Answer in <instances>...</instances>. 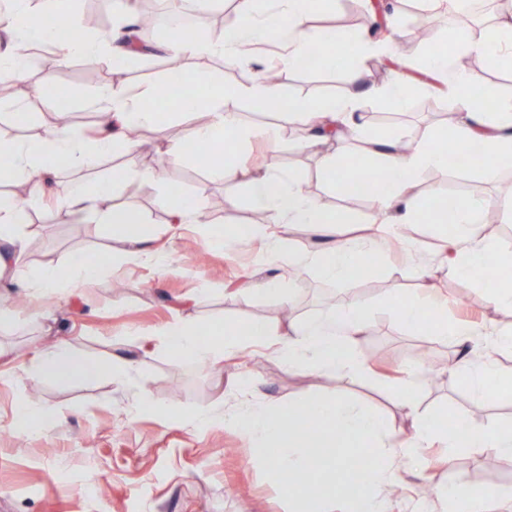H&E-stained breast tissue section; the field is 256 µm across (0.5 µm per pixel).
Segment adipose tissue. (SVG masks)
I'll return each mask as SVG.
<instances>
[{
	"mask_svg": "<svg viewBox=\"0 0 512 512\" xmlns=\"http://www.w3.org/2000/svg\"><path fill=\"white\" fill-rule=\"evenodd\" d=\"M26 0H10L0 10V80L21 76L27 61L14 52L16 43L29 40L46 42L65 56H80L94 61L108 56L113 67L130 65V42L134 31L131 23L113 27L106 34L93 37L85 43H76L65 34L48 29L45 16L57 13L64 0H40L39 9L28 12L26 28H19L17 15L26 12ZM276 9L260 15L255 11V0H233L236 21L225 29L217 42L173 37V46L183 57L220 56L227 64L237 63L246 54L248 46L272 38H280L286 50L285 64L300 67L311 46H322L326 54L340 57L349 46H356L360 54L371 53V46L362 36L333 27L310 26L311 16L330 10L334 0H276ZM475 56L492 67H512V11L496 17L487 34L478 39L448 37L440 48L415 59L418 76L441 77L448 84V95L459 114L449 119L446 126L427 133L408 152L401 151V133L370 132L362 120L356 119L359 103L368 98L386 99L398 111L405 110L417 89L416 78L397 76L385 89L367 86L358 62L346 64L343 73L347 87L344 94L309 99L293 98L287 107L291 115L304 121L305 135L300 149L317 150L327 140H357L362 144L358 155H326L322 158V172L334 190L344 191L352 172L364 174L382 170L385 188L374 201L379 216L393 224L428 221L432 224H453L455 234L448 241L452 251L450 267L464 287L478 289L488 306L512 309V278H488L485 268L497 256L496 245L480 237L476 231L483 216L481 202L456 195L446 197L441 190H433L423 201L417 200L413 188L426 169L444 170L448 156L440 141H452L465 147L478 145L483 162L481 175L495 179L502 170L512 168V98H497L492 89H482L473 95L474 80L466 73L451 70L454 58ZM248 98L266 105L275 101V93L263 80L236 88L213 86L184 95L177 101L180 112H210V123L196 127L182 138L168 139L164 158L177 162L188 156L196 142L210 143L216 152L224 153L225 162L213 168L215 177L227 183L247 179L252 207L267 215L264 224L253 225L251 236L262 237L269 225L286 230L291 224H346L348 215L323 208L304 188L301 180L286 176L276 165H269L260 175L245 177L243 168L233 155L224 152L225 134H234L236 140L256 137L265 141L270 153L280 147V133L274 128L248 129L240 127L234 104ZM110 109L118 124L116 128L99 135H88L76 127L57 122L45 138L28 143L0 140V157L9 159L11 166L7 179L23 180L28 186L29 200L39 199L42 177L63 164L91 167L106 155L130 154L137 151L138 142L129 140L128 127H154L156 92L153 88L114 89ZM114 182L100 179L82 183L67 190L65 206L74 214L89 217L121 232L132 250L127 257L136 262L164 266L163 258L144 247L145 232L138 218L122 206L112 204ZM28 212L13 196L0 194V242L9 246L15 258H22L26 244ZM371 250L366 241L340 239L328 250L310 254L307 258L326 280L346 282L363 271ZM103 270L99 261L83 256L72 260L66 271L48 266L39 270L35 284L51 293L62 288L86 283ZM417 286L413 292L397 290L385 298L398 322L407 329L424 332L459 344L471 342L475 334L472 326L449 321L427 294L433 283L428 269L416 273ZM367 321L364 309L346 304L337 306L318 319L292 324L285 336L275 337L272 328L263 324L228 323L222 336L203 339L199 324L174 321L162 333L171 352L201 362L214 361L219 354H235L243 338L274 337L280 362L291 370H305L316 374L345 372L367 373L369 367L362 354L354 347L357 336ZM132 362L115 356L101 362L82 356L75 350L56 345L38 353L26 366L27 377L50 376L62 381L75 377L86 382L96 381L102 373L115 380H123ZM463 378L478 397L496 399V385L512 387V372H502L490 356L481 360L461 357L451 369ZM426 382L422 371L405 364L401 377L395 381L399 403L412 419L410 430L391 425L374 411L336 393L318 397L306 395L289 404L267 400L260 410L244 409L227 417L226 422L252 436L261 447L278 443L276 455L266 456L265 462L274 483L279 484L283 496L297 503H305L308 491L282 480L283 473L298 474L307 469L313 450H320L322 460L336 461L340 449L348 448L359 454L363 476L351 480L345 465L336 468V486L346 492L345 499L355 512H388L387 499L380 488H399L404 478L398 460L404 459L420 468H428L427 450L440 446L446 461H453L465 451L493 452L500 459L512 461V423L494 428L479 426L465 419L449 423L447 414L425 415L418 406L416 394ZM313 410L320 427L316 440L303 439L301 434L287 432L286 425L298 410ZM440 512H483L487 503L497 501L512 505V490L499 486H478L461 477L454 478L447 489L437 491Z\"/></svg>",
	"mask_w": 512,
	"mask_h": 512,
	"instance_id": "ef3b65f1",
	"label": "adipose tissue"
}]
</instances>
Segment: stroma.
Returning <instances> with one entry per match:
<instances>
[{
  "label": "stroma",
  "mask_w": 512,
  "mask_h": 512,
  "mask_svg": "<svg viewBox=\"0 0 512 512\" xmlns=\"http://www.w3.org/2000/svg\"><path fill=\"white\" fill-rule=\"evenodd\" d=\"M312 25L363 31L381 44V51L365 63L370 83L386 87L400 69V50L420 53L424 44L412 39L410 0H338L335 8L311 18ZM168 34L155 33L153 54L127 69L130 86L160 88L166 80L165 62L176 59ZM281 47L259 45L253 60L226 64L219 56L180 60L184 87L247 86L259 66L278 63ZM85 59H60L49 52L43 63L30 66L27 90L9 104L0 103V139L36 141L54 121L55 109L31 91L45 74L71 87V120L77 127L93 125L102 108L105 90L84 80ZM344 90L342 73L319 68L284 72L275 89L279 99L333 97ZM454 106L444 86L420 87L411 106L391 110L380 99L362 102L357 112L372 129H407L423 137L447 124ZM26 112L30 119L14 124L10 113ZM143 148L117 154L94 169L63 165L44 175L45 193L29 209L27 247L23 256L29 271L52 265L66 269L72 258L85 254L110 260L111 266L95 281L58 294H46L30 281L0 279V295L24 294L28 303L13 310V322L0 330V512H295L268 477L258 456L257 441L224 425L235 411L260 408L267 399L288 401L307 394L342 390L368 405L398 428L411 419L395 400L384 379H393L405 355L427 346L455 361L460 348L436 336L406 330L383 300L397 289L415 285L418 268H429L437 289L431 299L449 319L473 325L481 342L502 371H512V349L495 346L498 332L512 329V310L485 306L464 307L458 298L461 283L439 258L437 225L418 223L410 233L371 236L377 214L370 206L343 198L323 178L321 159L301 151L285 137L277 155H269L262 140L235 145L236 160L250 170L276 163L287 175L299 178L323 207L348 214L350 223L329 229L294 224L286 238L248 236L230 240L223 249L209 243L210 225L263 223L248 204L243 184H224L186 159L168 164L163 177L142 178L161 158L165 137L145 132ZM120 173L112 201L143 221L149 249L167 254L165 268L130 261L118 231L74 215L61 201L70 186L99 176ZM197 195L205 223L173 225L167 196L170 184ZM454 190L489 206L512 197V170L490 181L470 171L427 170L415 192L426 199L431 190ZM344 237L370 238L381 261L362 282L324 280L308 264L309 254L330 249ZM284 285L285 295L256 290L255 282ZM123 282L115 292L113 282ZM352 303L368 313L367 327L357 339L359 350L374 349L366 375L330 374L286 369L267 342L249 340L238 357L214 367L189 358L173 357L160 339L173 320L192 321L218 332L233 321L261 322L287 333L290 321L314 317L332 302ZM289 308V320L280 311ZM63 342L93 359L113 355L130 358L137 372L123 381L103 377L93 383L80 379L61 382L45 376L26 378L23 370L33 352ZM422 410L449 412L493 427L512 421V398L488 402L475 396L460 379L444 374L417 394ZM163 406V413L145 409V401ZM23 404L61 408L66 421L53 429L38 426L17 431L12 420ZM200 408L211 410L214 421L196 419ZM405 481L390 497L392 512H432L416 495L420 484L434 486L462 475L472 483L512 487V465L486 452H465L448 465L432 466L418 475L402 463Z\"/></svg>",
  "instance_id": "obj_1"
}]
</instances>
